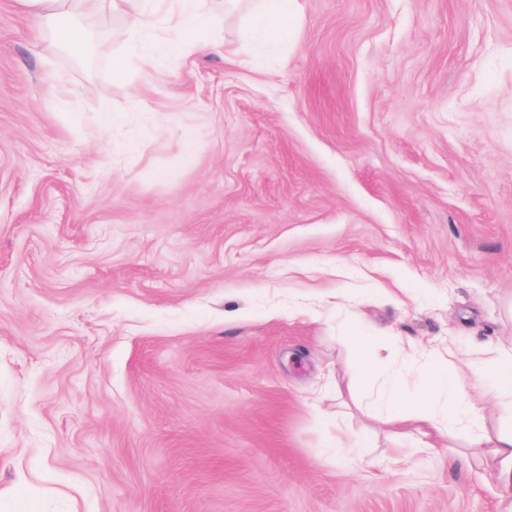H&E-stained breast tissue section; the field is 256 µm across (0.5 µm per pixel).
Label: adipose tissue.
<instances>
[{"label":"adipose tissue","mask_w":512,"mask_h":512,"mask_svg":"<svg viewBox=\"0 0 512 512\" xmlns=\"http://www.w3.org/2000/svg\"><path fill=\"white\" fill-rule=\"evenodd\" d=\"M36 27L49 41L74 54L86 45L84 30L65 20L66 15L80 9L93 15H109L132 8L136 17L127 31L132 56L144 66L156 67L170 56L200 50L190 33L206 21L199 11V0H178L174 17L183 32L182 40L156 43L143 37L142 29L158 15L164 0H20ZM357 356L350 376L355 391L382 382L379 399L384 404L386 425L397 432L414 430L423 449L440 451L446 438L462 432L469 447L478 451L480 464L496 478L503 494L506 512H512V427H489L482 408L467 388L474 378H484L493 385L492 394L498 404L512 411V346L498 342L480 343L469 357L456 359L453 351H437L419 367L420 385L414 393H406L405 376L393 366H379L371 354L366 338L351 339Z\"/></svg>","instance_id":"1"}]
</instances>
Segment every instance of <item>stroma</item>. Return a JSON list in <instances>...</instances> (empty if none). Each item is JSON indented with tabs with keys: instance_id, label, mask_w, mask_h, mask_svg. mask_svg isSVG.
I'll use <instances>...</instances> for the list:
<instances>
[{
	"instance_id": "obj_1",
	"label": "stroma",
	"mask_w": 512,
	"mask_h": 512,
	"mask_svg": "<svg viewBox=\"0 0 512 512\" xmlns=\"http://www.w3.org/2000/svg\"><path fill=\"white\" fill-rule=\"evenodd\" d=\"M202 8L146 70L128 16L77 59L0 0V512H499L343 339L512 341V0ZM255 6L256 15L261 23L253 29L255 36H264L270 30L282 33L285 22L288 26L291 18L296 14L300 5L299 0H258Z\"/></svg>"
}]
</instances>
